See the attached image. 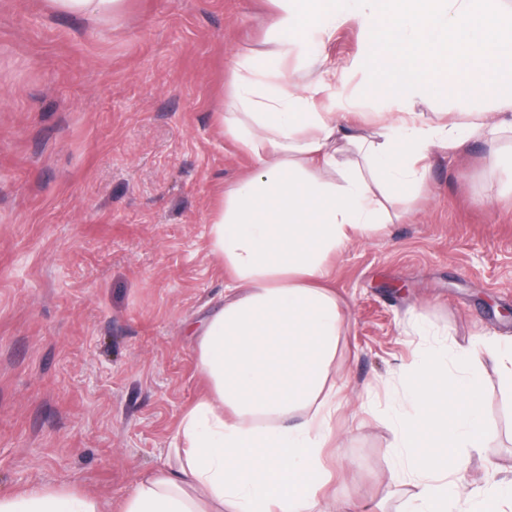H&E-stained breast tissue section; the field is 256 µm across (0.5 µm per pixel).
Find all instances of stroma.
Instances as JSON below:
<instances>
[{
    "mask_svg": "<svg viewBox=\"0 0 512 512\" xmlns=\"http://www.w3.org/2000/svg\"><path fill=\"white\" fill-rule=\"evenodd\" d=\"M269 0H126L105 22L0 0V494L67 484L120 502L201 393L187 333L224 297L206 223L254 168L215 114L234 60L268 51ZM356 22L330 89L375 128ZM391 224L327 262L347 311L325 512H415L399 477L404 371L427 348L512 340V135L437 151L385 188ZM484 447L465 490L512 480V392L485 355Z\"/></svg>",
    "mask_w": 512,
    "mask_h": 512,
    "instance_id": "stroma-1",
    "label": "stroma"
}]
</instances>
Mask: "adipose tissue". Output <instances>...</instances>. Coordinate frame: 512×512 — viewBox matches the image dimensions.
Listing matches in <instances>:
<instances>
[{"instance_id": "obj_1", "label": "adipose tissue", "mask_w": 512, "mask_h": 512, "mask_svg": "<svg viewBox=\"0 0 512 512\" xmlns=\"http://www.w3.org/2000/svg\"><path fill=\"white\" fill-rule=\"evenodd\" d=\"M274 47L237 58L216 114L254 169L207 221L224 265V299L193 326L203 394L173 437L174 464L142 478L117 512H322L336 415L330 368L345 320L323 286L330 256L391 220L376 192L416 185L436 150L512 130V10L488 0H272ZM355 20L370 37L362 60L387 114L371 135L345 134L318 84L288 80L291 35L325 66L324 43ZM491 99L500 119L465 112L427 125L418 96ZM373 179H366L365 170ZM69 486L0 494V512H104Z\"/></svg>"}]
</instances>
